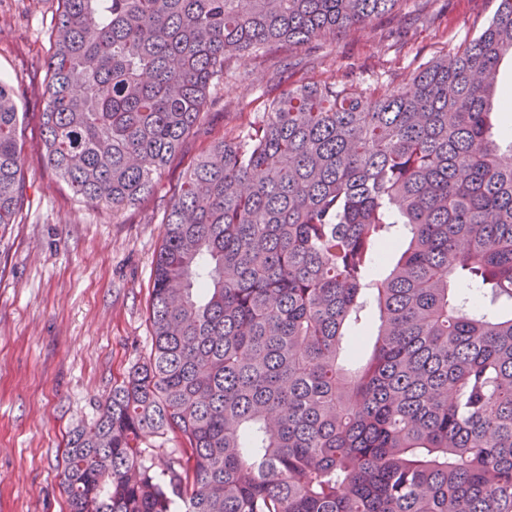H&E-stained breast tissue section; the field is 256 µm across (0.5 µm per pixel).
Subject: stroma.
<instances>
[{"mask_svg":"<svg viewBox=\"0 0 512 512\" xmlns=\"http://www.w3.org/2000/svg\"><path fill=\"white\" fill-rule=\"evenodd\" d=\"M498 0H403L333 40L277 45L230 60L189 137L136 208H94L46 167L41 139L49 36L58 0H0V79L14 88L24 206L0 228V512H68L61 485L68 432L93 421L127 370L147 357V306L165 208L212 139L260 121L299 74L393 91L472 39Z\"/></svg>","mask_w":512,"mask_h":512,"instance_id":"1","label":"stroma"}]
</instances>
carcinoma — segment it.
Wrapping results in <instances>:
<instances>
[{
  "instance_id": "cac0c4a2",
  "label": "carcinoma",
  "mask_w": 512,
  "mask_h": 512,
  "mask_svg": "<svg viewBox=\"0 0 512 512\" xmlns=\"http://www.w3.org/2000/svg\"><path fill=\"white\" fill-rule=\"evenodd\" d=\"M399 2L59 0L46 166L133 208L205 125L229 58ZM507 54L499 0L394 92L304 77L211 142L166 211L150 352L68 435L69 512H512V313L491 309L512 302ZM17 125L0 79V225L25 200ZM170 434L181 457L160 468L143 438Z\"/></svg>"
}]
</instances>
